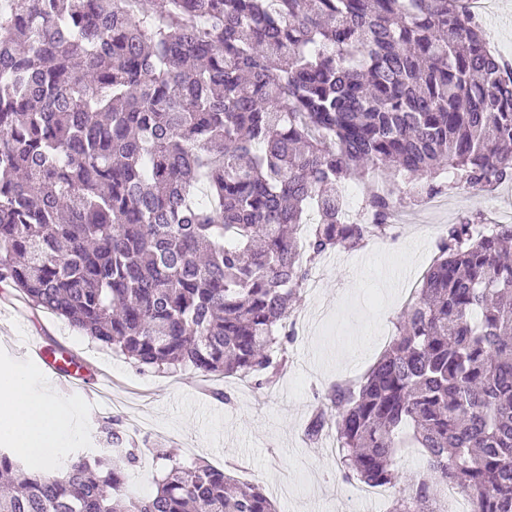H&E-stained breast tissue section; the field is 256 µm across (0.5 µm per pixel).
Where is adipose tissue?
I'll list each match as a JSON object with an SVG mask.
<instances>
[{
	"instance_id": "obj_1",
	"label": "adipose tissue",
	"mask_w": 512,
	"mask_h": 512,
	"mask_svg": "<svg viewBox=\"0 0 512 512\" xmlns=\"http://www.w3.org/2000/svg\"><path fill=\"white\" fill-rule=\"evenodd\" d=\"M37 375L18 368L0 377V442L52 460L64 439L78 436L71 415L35 390Z\"/></svg>"
}]
</instances>
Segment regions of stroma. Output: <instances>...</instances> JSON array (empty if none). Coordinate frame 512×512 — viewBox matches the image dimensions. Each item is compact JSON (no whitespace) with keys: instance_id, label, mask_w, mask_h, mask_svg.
I'll return each instance as SVG.
<instances>
[{"instance_id":"obj_1","label":"stroma","mask_w":512,"mask_h":512,"mask_svg":"<svg viewBox=\"0 0 512 512\" xmlns=\"http://www.w3.org/2000/svg\"><path fill=\"white\" fill-rule=\"evenodd\" d=\"M484 3L495 48L512 56V0ZM475 210L483 223L512 224V183L478 195L454 190L435 211L407 206L414 224L395 243L373 241L357 252L324 257L317 288L296 304L300 324L288 362L269 389L255 390L236 377L206 383L190 370H139L55 315L32 310L10 288H0V374L23 366L20 350L9 348L7 340L26 335L39 337L47 351L62 347L82 359L87 378L105 376L107 418L95 416L87 404L62 400L63 409L81 418L82 431L63 441L56 457L105 447L101 426L119 420L125 438L144 450L138 477L129 484L138 495L154 492L164 463L151 450L163 445L181 463L204 461L259 486L278 512H333L335 503L359 498V485L343 480L330 439L322 440L318 453L305 441L311 412L332 383L362 376L386 348L409 299L402 276L419 280L433 262V225L456 223ZM219 390L232 394V404L216 398Z\"/></svg>"}]
</instances>
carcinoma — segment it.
Returning a JSON list of instances; mask_svg holds the SVG:
<instances>
[{
    "mask_svg": "<svg viewBox=\"0 0 512 512\" xmlns=\"http://www.w3.org/2000/svg\"><path fill=\"white\" fill-rule=\"evenodd\" d=\"M368 191L351 218L350 177ZM512 182V65L465 0H0V284L134 360L270 387L291 305L421 194ZM438 238L378 361L304 436L343 478L422 475L389 512H512V224ZM34 469L0 512H277L206 462L126 489L140 449Z\"/></svg>",
    "mask_w": 512,
    "mask_h": 512,
    "instance_id": "obj_1",
    "label": "carcinoma"
}]
</instances>
